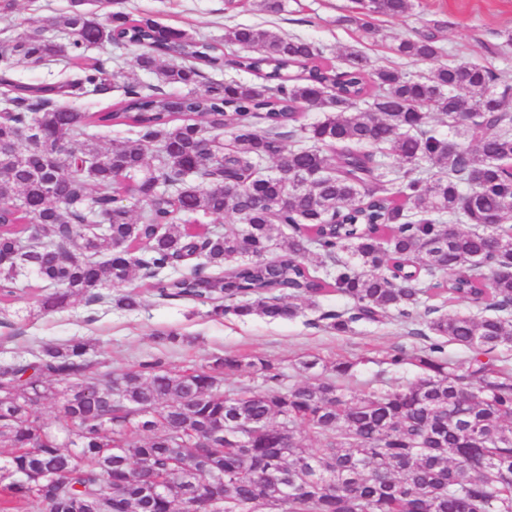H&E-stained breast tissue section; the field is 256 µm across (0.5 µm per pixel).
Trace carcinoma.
I'll use <instances>...</instances> for the list:
<instances>
[{"instance_id":"cac0c4a2","label":"carcinoma","mask_w":512,"mask_h":512,"mask_svg":"<svg viewBox=\"0 0 512 512\" xmlns=\"http://www.w3.org/2000/svg\"><path fill=\"white\" fill-rule=\"evenodd\" d=\"M352 3L366 39L376 17L412 7ZM104 7L71 0L54 35L29 25L0 43L11 88L0 98V307L29 270L43 312L104 297L133 311L141 293L102 290L137 267L159 296L219 317L289 320L304 300L347 333L423 306L432 342L414 357L416 381L362 391L349 386L358 362L342 359L293 386L272 363L231 354L183 373L154 360L88 377L79 339L0 363V512H251L255 501L264 512H512V368L493 356L512 343V81L464 60L413 75L351 51L338 66L312 42L251 27L216 44ZM99 43L132 50L158 84L125 83L105 111L69 105L113 91L107 63L86 54ZM391 51L423 62L443 47L429 28ZM17 59L72 74L17 84ZM226 66L259 81L204 80L203 68ZM163 85L188 92L175 104ZM311 110L323 118L303 122ZM432 114L448 135L429 129ZM114 125L128 135L100 145L93 130ZM199 215L235 223L197 233ZM187 257L190 273L164 274ZM331 295L351 307L320 308ZM436 299L483 314L438 316ZM449 343L470 360L449 359ZM254 374L264 390H221ZM46 404L54 428L37 415ZM148 410L160 419L138 426Z\"/></svg>"}]
</instances>
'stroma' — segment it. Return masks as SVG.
Listing matches in <instances>:
<instances>
[{"label": "stroma", "instance_id": "1", "mask_svg": "<svg viewBox=\"0 0 512 512\" xmlns=\"http://www.w3.org/2000/svg\"><path fill=\"white\" fill-rule=\"evenodd\" d=\"M70 0H16L12 13L0 16V39L21 34L28 23L41 25L66 12ZM349 0H288V10L279 15L262 11L259 0H247L234 11L224 0H114L113 10L131 18H151L158 23L222 40L225 30L255 26L323 47L326 57L339 59L350 50L367 53L383 66H397L414 75L428 73L435 64L456 59L469 61L494 73L512 74V0H414L404 17H379L376 43L361 41L354 24L348 23ZM441 21L436 36L445 53L437 62L399 58L388 50L395 38L425 29L428 20ZM142 270H134L127 289L142 292V306L128 311L110 303L72 300L65 308L36 317V298L20 295L13 308L0 309V363L32 361L41 347L73 338L89 342L92 372L136 367L162 359L179 370L205 365L213 354L233 353L271 361L286 375L287 384L305 381L297 369L301 358L320 355L326 362L339 357L358 360L353 388H397L416 380L418 372L408 360L428 345L421 332L427 312L414 314L408 323L387 319L377 324H356L349 333H336L317 326L316 314L303 308L290 320L267 321L258 317L208 315L204 306L178 298H161L146 289ZM174 331L178 339L162 343L158 333ZM400 354L407 363L389 369L385 358Z\"/></svg>", "mask_w": 512, "mask_h": 512}]
</instances>
